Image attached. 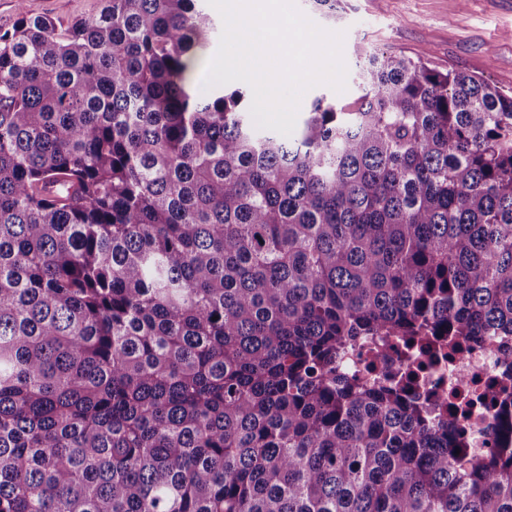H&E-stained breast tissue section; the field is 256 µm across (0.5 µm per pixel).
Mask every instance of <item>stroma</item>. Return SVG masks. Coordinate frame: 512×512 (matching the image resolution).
<instances>
[{
    "instance_id": "obj_1",
    "label": "stroma",
    "mask_w": 512,
    "mask_h": 512,
    "mask_svg": "<svg viewBox=\"0 0 512 512\" xmlns=\"http://www.w3.org/2000/svg\"><path fill=\"white\" fill-rule=\"evenodd\" d=\"M101 7L102 0H0V26L11 27L22 12L67 25ZM332 28L344 34L346 66L363 48L472 72L512 90V0H346Z\"/></svg>"
}]
</instances>
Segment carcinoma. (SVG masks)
<instances>
[{"label": "carcinoma", "mask_w": 512, "mask_h": 512, "mask_svg": "<svg viewBox=\"0 0 512 512\" xmlns=\"http://www.w3.org/2000/svg\"><path fill=\"white\" fill-rule=\"evenodd\" d=\"M327 19L344 0H308ZM199 0L0 28V512H512V400L336 371L512 336V91L361 53L296 138L196 95ZM413 363L396 341L370 337L343 357L340 369L371 380L379 375L407 373ZM495 410L485 406L475 405L465 420H461V426L470 435L468 450L472 452L485 448L486 442L495 426Z\"/></svg>", "instance_id": "1"}]
</instances>
